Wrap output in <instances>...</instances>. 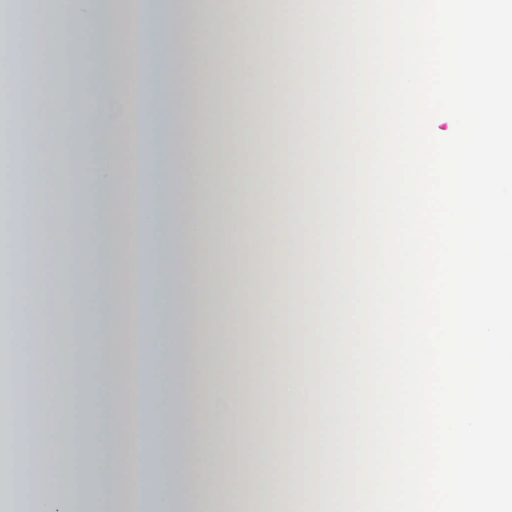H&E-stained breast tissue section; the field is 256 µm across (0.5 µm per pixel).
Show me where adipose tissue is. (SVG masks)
I'll list each match as a JSON object with an SVG mask.
<instances>
[{
	"instance_id": "ef3b65f1",
	"label": "adipose tissue",
	"mask_w": 512,
	"mask_h": 512,
	"mask_svg": "<svg viewBox=\"0 0 512 512\" xmlns=\"http://www.w3.org/2000/svg\"><path fill=\"white\" fill-rule=\"evenodd\" d=\"M293 3L262 27L279 48L269 58L233 49L262 0H222L216 13L207 0H42L34 23L28 0H0V512H188L190 496L211 492L238 512L240 475L259 467L277 475L291 512L344 500V0H321L311 22L309 0ZM204 40L226 53L202 56ZM51 65L68 79L48 81ZM211 72L222 80L199 87ZM252 100L287 112L263 137L287 144L288 162L266 159L245 184L238 104ZM212 220L222 237L204 235ZM67 223L94 232L74 322L72 279L56 261L71 247L57 232ZM257 279L268 306L287 311V334L253 315L242 288ZM209 315L223 316V336L196 335ZM72 330L96 350L77 403L63 368ZM196 396L217 430L207 440L188 414ZM282 426L287 446L270 447Z\"/></svg>"
}]
</instances>
